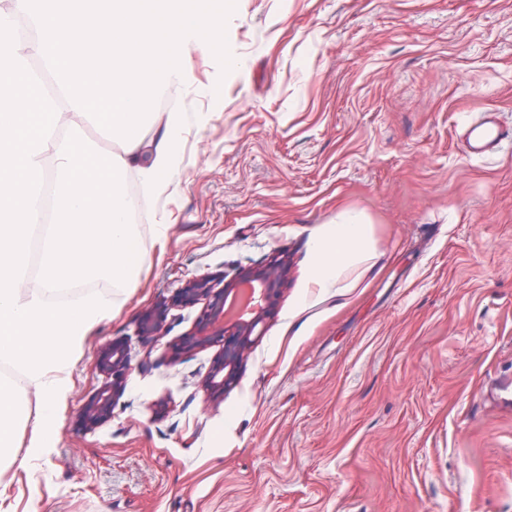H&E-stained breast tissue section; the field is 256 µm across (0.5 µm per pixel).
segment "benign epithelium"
<instances>
[{
  "mask_svg": "<svg viewBox=\"0 0 512 512\" xmlns=\"http://www.w3.org/2000/svg\"><path fill=\"white\" fill-rule=\"evenodd\" d=\"M284 264L279 259L271 260L267 265L248 270L240 274L236 283L216 288L208 279L188 281L176 295V302L183 306H192L201 300L206 301L207 311L202 315L203 323L224 318L227 296L235 284L251 282L258 287L260 312L254 317L238 321L231 320L229 325L209 332L197 330L185 341L184 347H202L213 342L224 344L223 354L215 360L208 379V387L213 393H222L234 384L238 373L247 360L253 345L252 335H262L259 325L263 323L270 306L278 296L285 278ZM164 317L160 309L150 310L141 318V332L147 339H159L163 336ZM97 365L106 376L107 382L96 392L83 408V427L93 430L112 418L116 397L124 390L130 372V357L126 347L118 342L102 346L98 350Z\"/></svg>",
  "mask_w": 512,
  "mask_h": 512,
  "instance_id": "1",
  "label": "benign epithelium"
}]
</instances>
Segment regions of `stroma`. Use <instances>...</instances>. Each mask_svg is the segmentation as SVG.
Segmentation results:
<instances>
[{
  "label": "stroma",
  "instance_id": "1",
  "mask_svg": "<svg viewBox=\"0 0 512 512\" xmlns=\"http://www.w3.org/2000/svg\"><path fill=\"white\" fill-rule=\"evenodd\" d=\"M165 187H134L164 242L87 338L49 454L11 469L5 512H512V0H232ZM363 215L373 254L345 286L311 281L314 245ZM282 292L237 382L221 343L186 349L216 286L272 257ZM167 309L164 336H140ZM125 345L112 417L85 430L96 354ZM465 144L471 156H487L498 152L505 142L512 140V132L505 130L489 115L470 124L464 133ZM164 317L160 309L150 310L141 318L140 328L146 339L158 340L163 336Z\"/></svg>",
  "mask_w": 512,
  "mask_h": 512
}]
</instances>
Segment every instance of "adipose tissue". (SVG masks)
I'll return each mask as SVG.
<instances>
[{"label":"adipose tissue","mask_w":512,"mask_h":512,"mask_svg":"<svg viewBox=\"0 0 512 512\" xmlns=\"http://www.w3.org/2000/svg\"><path fill=\"white\" fill-rule=\"evenodd\" d=\"M192 0H13L0 12V363L17 379L0 378V480L19 453V423L33 419L27 457L52 446L57 412L71 391L70 369L87 336L112 312L110 297L52 306L49 296L83 280L132 287L144 255L132 201L123 189L130 165L148 185L174 168L182 115L157 112L158 90L181 96L190 83L191 50H205L209 12ZM33 16L37 40L20 42L14 17ZM53 74L61 103L47 100L29 58ZM164 74L157 85L156 74ZM103 125L120 153L99 162L79 136L85 121ZM162 130L160 139L150 130ZM313 282L330 288L371 252L369 224L336 222L317 241ZM40 407L30 415L29 398Z\"/></svg>","instance_id":"obj_1"}]
</instances>
